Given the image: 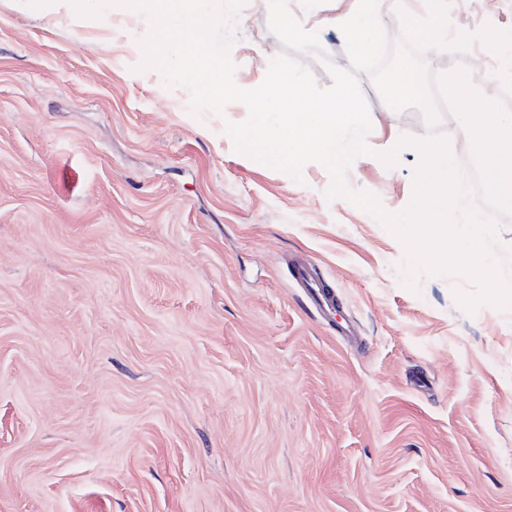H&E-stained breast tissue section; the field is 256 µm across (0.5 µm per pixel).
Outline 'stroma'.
I'll return each instance as SVG.
<instances>
[{
	"mask_svg": "<svg viewBox=\"0 0 512 512\" xmlns=\"http://www.w3.org/2000/svg\"><path fill=\"white\" fill-rule=\"evenodd\" d=\"M356 0L289 7L332 26ZM512 29V0H451ZM147 28L40 20L0 0V512H512V306L463 275L410 280L402 242L330 174L235 152L226 122L139 70ZM230 56L254 87L283 46L245 0ZM347 180L403 210L421 110L389 111ZM304 256L330 316L293 284ZM352 322L357 345L338 336Z\"/></svg>",
	"mask_w": 512,
	"mask_h": 512,
	"instance_id": "obj_1",
	"label": "stroma"
}]
</instances>
